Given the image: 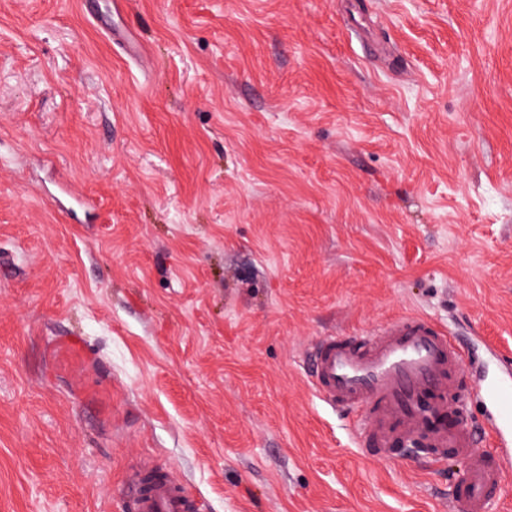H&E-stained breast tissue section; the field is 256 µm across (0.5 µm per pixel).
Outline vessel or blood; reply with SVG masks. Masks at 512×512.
<instances>
[{
  "label": "vessel or blood",
  "instance_id": "obj_1",
  "mask_svg": "<svg viewBox=\"0 0 512 512\" xmlns=\"http://www.w3.org/2000/svg\"><path fill=\"white\" fill-rule=\"evenodd\" d=\"M316 396L338 411L356 413L355 440L363 454L395 459L400 449H423L437 458L455 455L465 466L449 504L488 512L505 459L512 452L478 451L469 398L477 396L491 430L512 435V377L463 385L470 360L453 336L427 317L409 314L362 336H324L306 355ZM122 512H199L200 504L170 476L141 467L131 476Z\"/></svg>",
  "mask_w": 512,
  "mask_h": 512
}]
</instances>
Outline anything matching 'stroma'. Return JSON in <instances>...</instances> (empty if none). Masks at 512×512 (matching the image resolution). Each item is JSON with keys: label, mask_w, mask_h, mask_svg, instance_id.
Instances as JSON below:
<instances>
[{"label": "stroma", "mask_w": 512, "mask_h": 512, "mask_svg": "<svg viewBox=\"0 0 512 512\" xmlns=\"http://www.w3.org/2000/svg\"><path fill=\"white\" fill-rule=\"evenodd\" d=\"M401 314L512 353V0H0V512H448L306 375ZM200 504L170 476L141 467L131 476L121 510L123 512H197Z\"/></svg>", "instance_id": "35a3bbf8"}]
</instances>
